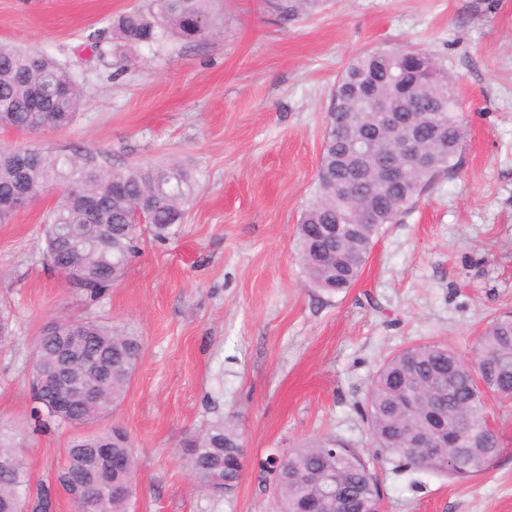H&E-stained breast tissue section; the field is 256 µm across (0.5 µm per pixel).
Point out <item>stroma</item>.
Wrapping results in <instances>:
<instances>
[{"label":"stroma","instance_id":"35a3bbf8","mask_svg":"<svg viewBox=\"0 0 512 512\" xmlns=\"http://www.w3.org/2000/svg\"><path fill=\"white\" fill-rule=\"evenodd\" d=\"M277 3L223 0L217 36L128 46L112 19L149 0H0V42L65 62L85 96L72 125L0 127V148L91 156L114 170L172 160L198 190L177 234L141 235L127 273L96 303L44 264L54 190L0 224V430L37 482L79 433L121 425L137 461L130 512H279L257 462L317 436L364 450L383 512H512V399L488 397L503 452L464 482L398 469L361 412L387 357L436 342L472 360L486 323L512 312V0H326L292 20ZM94 32L99 54L84 47ZM405 45L428 50L455 82L463 165L385 225L354 286L329 295L306 284L296 253L329 95L356 54ZM69 317L129 325L142 361L110 416L37 432L30 354L43 327ZM225 418L243 434L246 466L234 494L215 500L183 456Z\"/></svg>","mask_w":512,"mask_h":512}]
</instances>
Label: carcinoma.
Returning a JSON list of instances; mask_svg holds the SVG:
<instances>
[{"label": "carcinoma", "instance_id": "obj_1", "mask_svg": "<svg viewBox=\"0 0 512 512\" xmlns=\"http://www.w3.org/2000/svg\"><path fill=\"white\" fill-rule=\"evenodd\" d=\"M148 10L134 9L112 20V34L130 45L158 43L174 34L200 42L223 29L220 0H152ZM324 0H279L280 15L289 19L308 14ZM421 48L378 47L356 55L336 82L326 112L324 146L312 198L297 225L298 259L307 283L326 293L350 288L359 277L358 262L367 258L379 230L402 220L421 195L452 177L460 163L466 129L461 104L443 69L432 77L419 72L414 55ZM408 113L402 133L420 143L422 155L403 160L400 182L389 184L370 158L353 151L359 132L370 135L369 150L395 147L398 133L378 129L375 102ZM83 104L79 81L71 68L44 51L0 44V127L37 133L74 122ZM23 174L15 166L13 148L0 150V199L12 194L19 179L37 189H59L57 201L43 224L42 255L49 260L66 251L72 266L64 280L86 299L97 302L123 277L136 252L139 225L128 223L132 207L141 203L153 212L149 230L157 239L176 234L184 223L197 184L180 165L153 162L124 170L103 168L35 151ZM377 215L376 223L361 224L358 208ZM336 224V237L326 233ZM84 345L110 364L104 374L89 373L98 402H77L65 411L52 405L40 388L37 370L56 364L67 347L58 336L40 335L32 353L30 392L32 416L43 429L52 425L87 424L108 414L124 400L142 357L139 336L126 326L84 319ZM69 352V351H67ZM85 350L69 352L81 373ZM476 366L493 394L512 396V318L496 317L477 341L472 363L437 343L409 346L385 359L372 375L363 418L375 447L398 460V467L440 472L457 480L487 471L499 456L488 449L499 442L484 434L485 399L473 395L465 379L448 392V368L466 371ZM433 436L440 448H420L415 432ZM243 434L231 419L216 420L187 445L184 461L196 487L211 494L207 476L224 478L225 495L238 487L243 470L238 463ZM129 459L126 469L109 480L136 486V462L127 431L113 425L75 439L56 478L31 487L28 472L14 446L0 437V512H56L55 483L80 481L94 494L90 512H128L127 499L95 488L99 463L96 449ZM261 470L272 476L281 512H301L308 498L336 492L343 512H358L363 503L381 496L375 473L363 452L337 437H318L288 453L281 467L267 459Z\"/></svg>", "mask_w": 512, "mask_h": 512}]
</instances>
